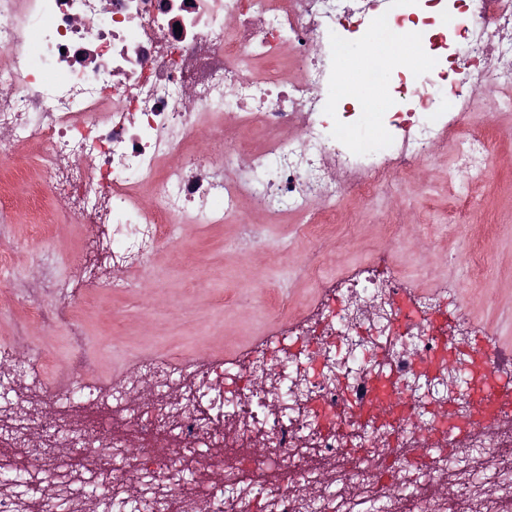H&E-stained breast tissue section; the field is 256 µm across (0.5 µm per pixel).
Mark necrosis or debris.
I'll list each match as a JSON object with an SVG mask.
<instances>
[{
  "label": "necrosis or debris",
  "mask_w": 512,
  "mask_h": 512,
  "mask_svg": "<svg viewBox=\"0 0 512 512\" xmlns=\"http://www.w3.org/2000/svg\"><path fill=\"white\" fill-rule=\"evenodd\" d=\"M421 2L0 0V167L36 147L68 221L100 225L87 288L150 277L174 223L211 227L246 206L303 212L317 246L381 196L405 198L437 150L482 173L480 115L512 107V69L497 64L512 56V0H469L455 29L448 0ZM348 19L388 42L415 35L428 60L421 74L374 65L369 80L389 90L381 107L336 109ZM286 51L292 73L269 68ZM389 230L391 250L342 275L310 259L315 302L295 315L271 300L276 331L243 354L171 349L105 381L85 374L98 356L73 321L79 290L39 257L11 298L68 333L69 372L55 376L44 348L16 371L27 328L0 338V512H253L259 498L268 512H308L321 470L334 485L321 512L371 498L392 512H500L512 421L476 419L472 397L512 375V357L468 349L467 310L437 330L434 296L397 269L401 226ZM452 455L472 461L465 485ZM436 479L454 493L428 488Z\"/></svg>",
  "instance_id": "necrosis-or-debris-1"
}]
</instances>
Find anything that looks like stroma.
<instances>
[{
    "instance_id": "obj_1",
    "label": "stroma",
    "mask_w": 512,
    "mask_h": 512,
    "mask_svg": "<svg viewBox=\"0 0 512 512\" xmlns=\"http://www.w3.org/2000/svg\"><path fill=\"white\" fill-rule=\"evenodd\" d=\"M483 131L491 142L484 175H455L449 154L414 172L397 263L402 273L420 278L422 284L447 282V290L436 297L445 312L451 315L467 305L477 329L488 332L500 351L512 354V110L493 113ZM43 177L41 155L33 148L26 150L19 170L0 174L5 189L0 201L11 211L21 250L12 272L18 280L31 272L39 246L32 225H48L51 256L63 274L78 263L82 242L93 232L89 224L58 223L64 202L41 200ZM460 193L467 194L470 205L462 223L452 224L448 209ZM393 207V201H380L376 209L357 217L356 227H337L322 247L324 275L341 274L388 249L386 226ZM304 222L303 215L291 214L272 224L247 211L218 228L180 224L171 244L160 246L152 279L130 288L89 290L85 301L75 304L74 315L88 344L99 352L98 376L109 377L133 359L168 347L195 356L220 349L230 356L263 337L271 327L263 303L269 292L289 293L298 302L314 296L299 272L307 246ZM244 224L256 226L260 242L241 237ZM462 240L481 251V270L458 258ZM285 249L293 263L282 262ZM220 293L234 295L230 307L214 306L212 297ZM143 304L155 309V317L138 314Z\"/></svg>"
}]
</instances>
